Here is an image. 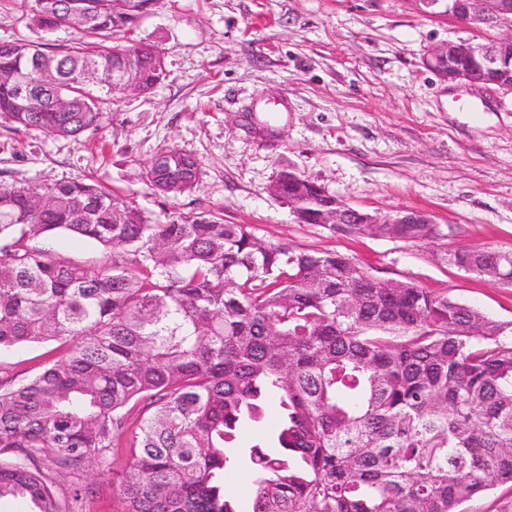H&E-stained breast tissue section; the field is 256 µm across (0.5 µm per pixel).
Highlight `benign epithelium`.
Wrapping results in <instances>:
<instances>
[{"mask_svg": "<svg viewBox=\"0 0 512 512\" xmlns=\"http://www.w3.org/2000/svg\"><path fill=\"white\" fill-rule=\"evenodd\" d=\"M419 10L427 16L446 18L472 25L478 38L468 42H448L432 50L427 64L449 82H461L478 89L512 92V37L490 38L483 35L489 25L506 26L512 30V0H416ZM271 193L288 203L296 220H309L308 203L318 196L319 224H429L420 212L410 211L380 218L331 197L320 186L295 174L279 177Z\"/></svg>", "mask_w": 512, "mask_h": 512, "instance_id": "7a95c632", "label": "benign epithelium"}]
</instances>
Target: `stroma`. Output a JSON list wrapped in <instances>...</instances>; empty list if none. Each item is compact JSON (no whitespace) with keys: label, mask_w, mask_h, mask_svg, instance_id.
Here are the masks:
<instances>
[{"label":"stroma","mask_w":512,"mask_h":512,"mask_svg":"<svg viewBox=\"0 0 512 512\" xmlns=\"http://www.w3.org/2000/svg\"><path fill=\"white\" fill-rule=\"evenodd\" d=\"M29 6L0 0V41L76 39L31 24ZM476 35L424 15L414 0H158L129 38L162 51L166 78L149 94L112 97L100 129L75 140L0 126V186L91 177L154 222L211 211L512 322V284L443 263L429 247L297 223L269 191L290 172L378 216L424 212L449 249L512 251V93L448 82L426 64L433 48ZM169 148L202 171L175 199L141 174ZM62 351L55 341L23 344L0 363L24 381ZM128 461L119 448L109 476L84 474L86 512H122Z\"/></svg>","instance_id":"1"}]
</instances>
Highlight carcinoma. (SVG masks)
Wrapping results in <instances>:
<instances>
[{
    "label": "carcinoma",
    "instance_id": "carcinoma-1",
    "mask_svg": "<svg viewBox=\"0 0 512 512\" xmlns=\"http://www.w3.org/2000/svg\"><path fill=\"white\" fill-rule=\"evenodd\" d=\"M30 21L79 38L42 53L0 42V125L56 139L100 127L92 87L147 93L161 51L126 34L156 0H32ZM30 87L32 102L18 94ZM167 198L199 182L167 149L146 167ZM440 250L445 263L512 280V252L440 244L437 224H351ZM71 235L108 251L78 263L31 244ZM63 341L26 382L0 378V500L86 512L57 486L131 460L123 512H238L225 475L240 424L283 409L277 451L254 445L251 512H458L512 484V325L411 282L371 279L336 252L295 250L250 224L187 213L154 224L93 179L0 188V351ZM137 417H131L133 410Z\"/></svg>",
    "mask_w": 512,
    "mask_h": 512
}]
</instances>
